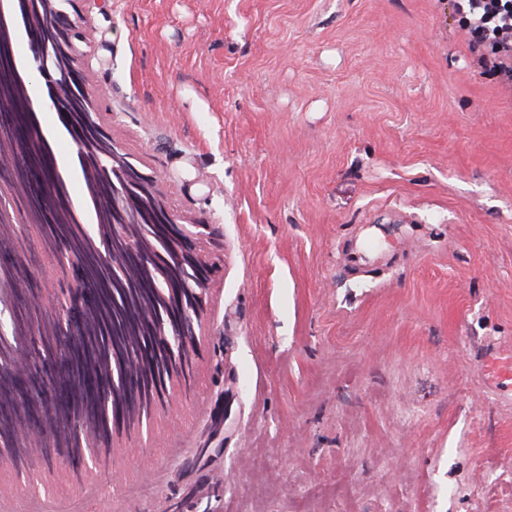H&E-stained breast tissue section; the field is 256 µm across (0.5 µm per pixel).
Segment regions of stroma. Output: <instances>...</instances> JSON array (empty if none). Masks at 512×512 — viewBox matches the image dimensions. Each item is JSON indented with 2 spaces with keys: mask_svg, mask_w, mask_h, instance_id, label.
<instances>
[{
  "mask_svg": "<svg viewBox=\"0 0 512 512\" xmlns=\"http://www.w3.org/2000/svg\"><path fill=\"white\" fill-rule=\"evenodd\" d=\"M63 9L103 126L220 263L186 398L83 481L0 463V512H512V88L448 0Z\"/></svg>",
  "mask_w": 512,
  "mask_h": 512,
  "instance_id": "1",
  "label": "stroma"
}]
</instances>
